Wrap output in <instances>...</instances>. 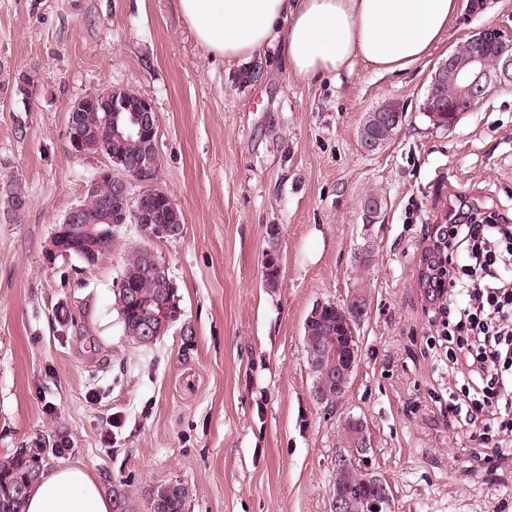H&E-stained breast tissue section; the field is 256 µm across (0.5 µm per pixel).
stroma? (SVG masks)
<instances>
[{
	"label": "stroma",
	"instance_id": "35a3bbf8",
	"mask_svg": "<svg viewBox=\"0 0 512 512\" xmlns=\"http://www.w3.org/2000/svg\"><path fill=\"white\" fill-rule=\"evenodd\" d=\"M488 25L512 30V0L457 12L402 73L358 62L304 79L275 43L241 62L209 55L177 0H0V459L65 440L44 468L83 466L124 495L125 512H152L169 482L188 487L184 512H331L343 428L359 418L389 512H512V449L446 414L462 382L421 281L459 203L512 214V84L448 129L423 111L439 61ZM30 70L41 83L28 109L8 84ZM111 86L155 107V184L183 231L148 240L115 226L90 266L53 255L50 238L102 163L68 150V106ZM389 102L404 115L398 132L363 152L367 113ZM15 179L29 195L19 216L5 204ZM142 244L175 291L176 316L149 345L126 336L113 297ZM365 252L360 363L331 409L313 396L304 320L354 287ZM269 247L266 251L263 267V277L268 287L277 285L280 278V250L279 233L276 225H270L268 228Z\"/></svg>",
	"mask_w": 512,
	"mask_h": 512
}]
</instances>
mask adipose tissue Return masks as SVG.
<instances>
[{"label":"adipose tissue","instance_id":"adipose-tissue-1","mask_svg":"<svg viewBox=\"0 0 512 512\" xmlns=\"http://www.w3.org/2000/svg\"><path fill=\"white\" fill-rule=\"evenodd\" d=\"M201 47L232 61L279 42L301 78L351 72L363 63L395 73L421 61L448 31L458 0H178ZM84 468L42 471L25 512H113Z\"/></svg>","mask_w":512,"mask_h":512}]
</instances>
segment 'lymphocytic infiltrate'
<instances>
[{"label":"lymphocytic infiltrate","mask_w":512,"mask_h":512,"mask_svg":"<svg viewBox=\"0 0 512 512\" xmlns=\"http://www.w3.org/2000/svg\"><path fill=\"white\" fill-rule=\"evenodd\" d=\"M426 281L452 320V363L470 397L464 421L512 439V219L454 210L439 229Z\"/></svg>","instance_id":"f902f5d3"}]
</instances>
